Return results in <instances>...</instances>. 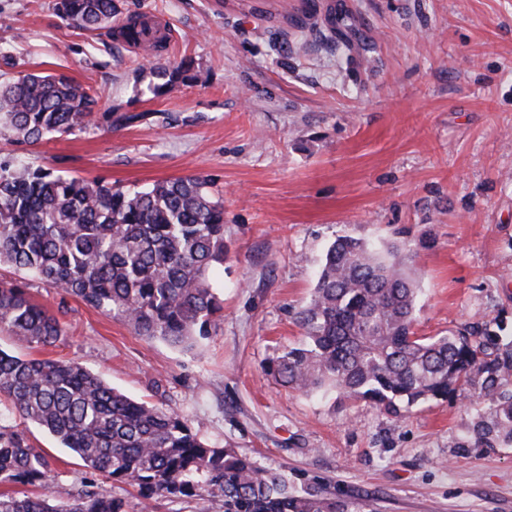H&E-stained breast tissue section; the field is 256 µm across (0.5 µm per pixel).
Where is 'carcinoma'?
Wrapping results in <instances>:
<instances>
[{
    "label": "carcinoma",
    "instance_id": "carcinoma-1",
    "mask_svg": "<svg viewBox=\"0 0 512 512\" xmlns=\"http://www.w3.org/2000/svg\"><path fill=\"white\" fill-rule=\"evenodd\" d=\"M69 24L136 41L116 0H58ZM191 63L153 67L158 95L194 79ZM98 100L64 75L21 73L0 86V130L34 144L72 134ZM211 180L189 176L140 189L0 164V263L130 324L148 339L191 349L217 328L223 309L210 277L224 263V203ZM339 235L325 251L309 303L295 320L303 339L264 366L293 390L334 392L391 414L457 393L476 418L460 448L512 446V336L479 326L444 336L415 330L420 302L414 247ZM0 330L30 345L67 334L23 281L0 280ZM3 413L32 422L99 476L137 488L142 509L162 499H206L222 512H360L323 487L296 486L251 456L204 440L177 412L136 401L72 360L23 359L0 350ZM0 512H128L106 490L81 489L59 505L44 450L0 424Z\"/></svg>",
    "mask_w": 512,
    "mask_h": 512
}]
</instances>
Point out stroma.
Here are the masks:
<instances>
[{
	"label": "stroma",
	"mask_w": 512,
	"mask_h": 512,
	"mask_svg": "<svg viewBox=\"0 0 512 512\" xmlns=\"http://www.w3.org/2000/svg\"><path fill=\"white\" fill-rule=\"evenodd\" d=\"M56 0H0V83L57 72L101 117L35 145L0 134V159L123 188L201 175L224 202L217 331L186 351L35 282L67 334L27 359L80 362L130 397L179 412L207 441L358 499L366 512H512V447L466 450L474 407L455 396L394 417L307 396L263 372L298 342L325 250L339 235L430 238L416 331L512 335V0H119L162 17L174 45L146 58L59 18ZM349 41L324 40L325 17ZM195 80L156 95L153 63ZM148 120L110 124L109 111ZM57 500L91 482L141 512L136 490L94 475L36 424Z\"/></svg>",
	"instance_id": "1"
}]
</instances>
